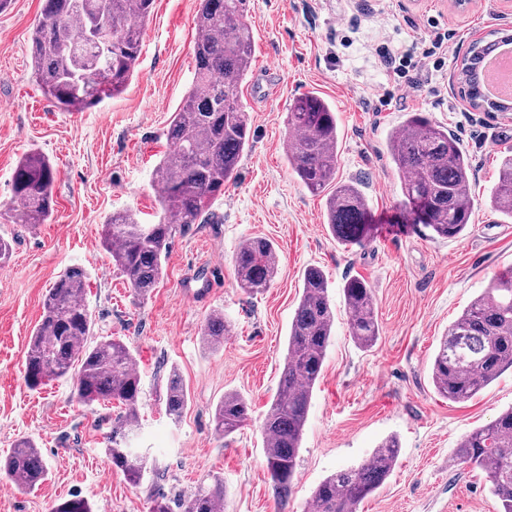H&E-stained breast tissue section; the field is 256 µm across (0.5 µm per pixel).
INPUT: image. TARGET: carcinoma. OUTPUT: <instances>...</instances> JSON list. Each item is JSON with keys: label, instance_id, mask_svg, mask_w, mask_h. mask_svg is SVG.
<instances>
[{"label": "carcinoma", "instance_id": "1", "mask_svg": "<svg viewBox=\"0 0 512 512\" xmlns=\"http://www.w3.org/2000/svg\"><path fill=\"white\" fill-rule=\"evenodd\" d=\"M248 0H199L194 42L195 74L189 91L170 117L166 138L170 149L153 171L161 190L160 213L143 224L132 210L112 213L102 230V245L112 264L132 289L147 299L162 274V260L172 240L202 223L208 204L224 185L238 177L239 162L250 147L249 113L240 87L255 51L253 30L243 21ZM153 0H44L32 35L34 76L43 95L63 112L85 111L105 97L122 93L132 80L141 51L143 22ZM486 52L472 43L461 60L458 80L470 101L478 99L474 61ZM292 130L287 160L301 183L317 194L328 191L326 224L344 244L364 245L371 213L353 183L336 182L338 126L334 108L322 96L296 99L287 117ZM387 151L400 175L407 217L431 231V237H459L472 220L470 159L457 137L420 112H411L390 135ZM56 169L33 150L18 162L11 181L13 223H45L52 212ZM492 207L512 219V147L501 152ZM278 254L266 238L244 240L235 255L234 272L249 293L271 285L278 274ZM83 269H66L43 301L41 320L29 342L25 381L36 389L67 377L79 365L74 395L86 405L116 404L122 413L112 423L105 454L112 468L133 483L142 480L146 460L132 443L141 402L140 376L133 355L122 341L93 337L92 314L83 297ZM329 281L317 267L303 273L302 294L288 330V346L278 389L263 420L268 472L276 498L284 502L294 476L314 386L320 378L332 336L335 312ZM343 292L352 340L372 347L380 335L371 288L358 278ZM230 327L224 313L209 315L202 344L216 351ZM512 368V271L499 275L448 328L432 363V381L439 395L452 402L468 400ZM189 394L177 371L169 375L165 411L177 421ZM246 400L226 393L216 405L214 431L228 436L248 419ZM399 446L391 437L359 466L326 477L313 491L304 512H357L393 472ZM457 463L482 470L498 512H512V408L466 435ZM47 467L37 444L19 440L0 458V480L22 491L41 486ZM224 479L198 486L175 507L153 500L151 512H217L224 501ZM54 512H92L75 496Z\"/></svg>", "mask_w": 512, "mask_h": 512}]
</instances>
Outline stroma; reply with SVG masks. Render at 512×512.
Wrapping results in <instances>:
<instances>
[{"label":"stroma","mask_w":512,"mask_h":512,"mask_svg":"<svg viewBox=\"0 0 512 512\" xmlns=\"http://www.w3.org/2000/svg\"><path fill=\"white\" fill-rule=\"evenodd\" d=\"M42 7L43 0H8L0 9V236L12 245L0 264V455L30 438L48 478L32 493L0 481V512H53L74 495L93 512H150L153 499H173L214 475L224 480V512H303L326 476L358 466L392 435L398 463L357 512H496L484 473L453 458L463 436L512 406V369L472 399L451 402L435 391L431 367L449 326L493 278L512 270V220L489 199L497 156L512 146V112L471 109L457 80L473 37L512 31V0H472L464 9L450 0H249L244 20L257 43L241 96L250 147L238 179L211 200L208 222L173 239L163 276L141 303L104 250L102 227L126 208L144 223L157 220L152 171L169 149V117L192 84L197 0H154L126 90L72 113L59 111L32 77L30 37ZM434 21L453 35L448 66L424 63L419 89L399 98L382 54L428 41ZM387 91L393 99L380 105ZM311 92L336 110L337 180L357 183L371 208L365 245L336 240L323 220L325 194L311 193L286 160L288 110ZM407 112L446 126L470 158L474 215L459 238L430 239L423 225L404 219L386 137ZM33 150L54 162L57 176L52 216L31 228L11 223L7 211L13 170ZM255 236L274 243L279 270L269 288L249 294L235 280L234 256ZM202 259L211 268L199 267ZM72 266L87 271L95 335L121 338L141 378L137 445L147 470L137 484L104 455L117 408H86L68 379L37 390L25 382L43 299ZM310 266L331 283L335 325L282 506L266 467L262 422ZM352 278L371 289L380 325L368 350L349 335L343 286ZM216 310L233 334L211 352L201 329ZM174 369L189 392L177 421L165 412ZM228 392L244 397L250 414L222 438L213 412Z\"/></svg>","instance_id":"35a3bbf8"}]
</instances>
